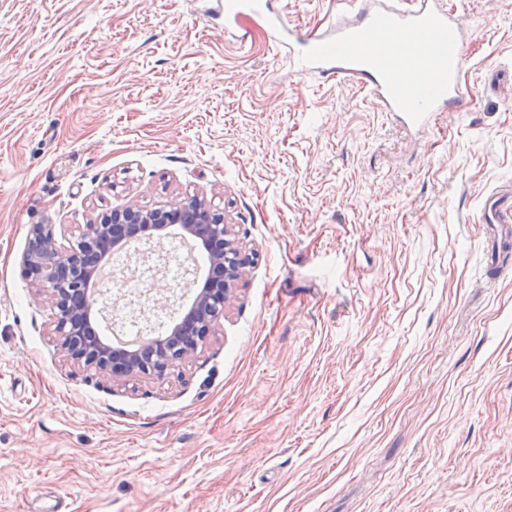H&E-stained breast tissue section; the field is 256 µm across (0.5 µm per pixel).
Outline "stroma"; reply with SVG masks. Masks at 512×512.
<instances>
[{
  "label": "stroma",
  "mask_w": 512,
  "mask_h": 512,
  "mask_svg": "<svg viewBox=\"0 0 512 512\" xmlns=\"http://www.w3.org/2000/svg\"><path fill=\"white\" fill-rule=\"evenodd\" d=\"M472 101L417 132L290 76L210 0H0V512H512V0H451ZM300 32L336 0H272ZM199 194L256 253L163 380L73 368L21 263L136 201ZM97 320L118 335L147 293ZM491 260H496L501 277L512 276L511 264H500L498 258L512 246L511 185L489 195L480 216Z\"/></svg>",
  "instance_id": "obj_1"
}]
</instances>
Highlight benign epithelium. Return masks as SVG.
<instances>
[{
	"label": "benign epithelium",
	"mask_w": 512,
	"mask_h": 512,
	"mask_svg": "<svg viewBox=\"0 0 512 512\" xmlns=\"http://www.w3.org/2000/svg\"><path fill=\"white\" fill-rule=\"evenodd\" d=\"M180 224L209 253L212 275L199 289L183 322L152 346L139 352H115L92 331L90 307L101 289L94 284L99 262L129 238L148 243L154 232ZM252 253L224 211L198 195L173 197L152 208L135 201L97 215L79 228L69 246L56 237L55 225L34 224L22 257L25 275L35 293L55 313L54 336L70 364L83 371L121 382L129 377L163 379L192 360L201 344L215 335L224 310L238 295Z\"/></svg>",
	"instance_id": "1"
}]
</instances>
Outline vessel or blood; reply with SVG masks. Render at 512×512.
<instances>
[{"label":"vessel or blood","mask_w":512,"mask_h":512,"mask_svg":"<svg viewBox=\"0 0 512 512\" xmlns=\"http://www.w3.org/2000/svg\"><path fill=\"white\" fill-rule=\"evenodd\" d=\"M342 18L315 33L296 35L269 0H217L224 32L238 33L241 17L265 19V32L293 74L353 79L402 123L426 125L434 113L467 109L461 80L466 38L446 0H340ZM497 273L512 276L500 256L512 248V189L489 195L481 212Z\"/></svg>","instance_id":"obj_1"}]
</instances>
